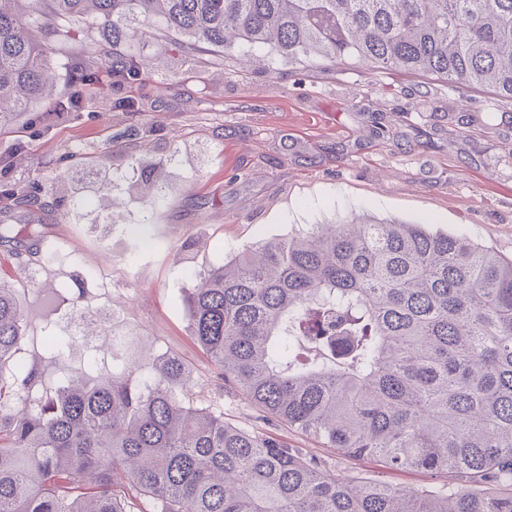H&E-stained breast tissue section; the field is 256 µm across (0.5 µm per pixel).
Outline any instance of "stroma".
<instances>
[{
  "label": "stroma",
  "instance_id": "1",
  "mask_svg": "<svg viewBox=\"0 0 512 512\" xmlns=\"http://www.w3.org/2000/svg\"><path fill=\"white\" fill-rule=\"evenodd\" d=\"M143 54L150 66L140 80L84 90L81 112L45 101L34 106L39 122L23 115L0 128V224L34 225L42 250L57 253L37 262L0 245V269L25 314L22 360L39 361L50 387L66 375L109 374V337L70 334L77 297L92 314L116 316L138 352L180 355L195 404L319 456L339 476L401 488L439 483L428 472L353 461L263 419L225 387L190 335L187 271L362 211L512 259V103L360 65H291L258 45L226 56L220 83L208 55H186L158 36ZM118 97L134 99L138 112L113 111ZM132 125L148 128L147 137L125 139ZM83 162L96 178H78L74 200L58 198V175ZM142 166L169 184L152 207L131 190ZM103 181L111 196L99 192ZM16 189L37 190L42 208L19 207ZM50 333L71 336L65 356L46 353Z\"/></svg>",
  "mask_w": 512,
  "mask_h": 512
}]
</instances>
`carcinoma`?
Instances as JSON below:
<instances>
[{
    "mask_svg": "<svg viewBox=\"0 0 512 512\" xmlns=\"http://www.w3.org/2000/svg\"><path fill=\"white\" fill-rule=\"evenodd\" d=\"M211 62L262 44L290 63L358 64L512 102V0H0V125L48 99L47 55L90 86L133 83L152 31ZM159 172L141 175L153 205ZM189 332L262 417L352 460L435 473L394 488L188 400L184 360L125 355L44 388L0 373V512H512V260L422 224L358 213L191 272ZM26 337L0 277V364ZM316 351L303 358L295 346Z\"/></svg>",
    "mask_w": 512,
    "mask_h": 512,
    "instance_id": "1",
    "label": "carcinoma"
}]
</instances>
